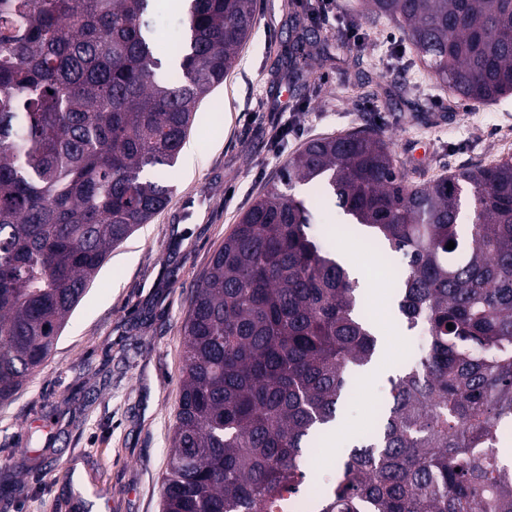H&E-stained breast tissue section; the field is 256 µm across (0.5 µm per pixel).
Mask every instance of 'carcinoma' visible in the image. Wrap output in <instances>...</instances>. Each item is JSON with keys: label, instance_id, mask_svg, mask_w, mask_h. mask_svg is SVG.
Wrapping results in <instances>:
<instances>
[{"label": "carcinoma", "instance_id": "cac0c4a2", "mask_svg": "<svg viewBox=\"0 0 512 512\" xmlns=\"http://www.w3.org/2000/svg\"><path fill=\"white\" fill-rule=\"evenodd\" d=\"M150 2L0 0L1 409L112 250L167 204L158 172L257 22L258 0H186L184 41L169 49ZM355 12L395 22L465 101L512 95V0H358ZM292 28L285 64L300 81L331 56ZM304 184L401 256L398 310L430 333L319 512H512V459L495 439L512 424V156L415 183L370 129L307 142L212 258L183 325L162 512H274L376 352L366 294L292 194Z\"/></svg>", "mask_w": 512, "mask_h": 512}]
</instances>
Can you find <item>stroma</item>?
<instances>
[{"instance_id":"obj_1","label":"stroma","mask_w":512,"mask_h":512,"mask_svg":"<svg viewBox=\"0 0 512 512\" xmlns=\"http://www.w3.org/2000/svg\"><path fill=\"white\" fill-rule=\"evenodd\" d=\"M348 2L334 0L340 24L322 30L341 61L317 67L302 98L282 63L288 21L312 18L324 0H260L234 69L198 107L167 206L112 251L41 370L0 410V512H160L196 287L240 214L307 141L374 128L414 181L512 154V96L475 111L411 49H396L393 21L361 23L354 42ZM274 116L298 135L272 140ZM362 261L377 276L369 298L381 308L385 371L355 374L338 428L311 450L315 478L338 470L346 441L371 434L388 371L413 363L412 333L393 301L400 263L374 252Z\"/></svg>"}]
</instances>
